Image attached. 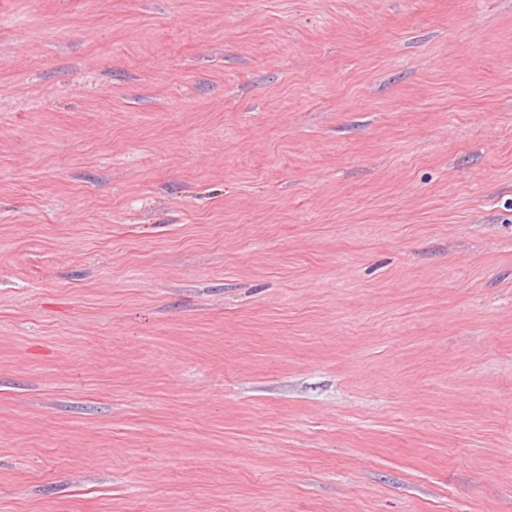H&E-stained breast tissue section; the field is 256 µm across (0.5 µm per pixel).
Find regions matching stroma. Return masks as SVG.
<instances>
[{"label": "stroma", "mask_w": 512, "mask_h": 512, "mask_svg": "<svg viewBox=\"0 0 512 512\" xmlns=\"http://www.w3.org/2000/svg\"><path fill=\"white\" fill-rule=\"evenodd\" d=\"M0 512H512V0H0Z\"/></svg>", "instance_id": "obj_1"}]
</instances>
